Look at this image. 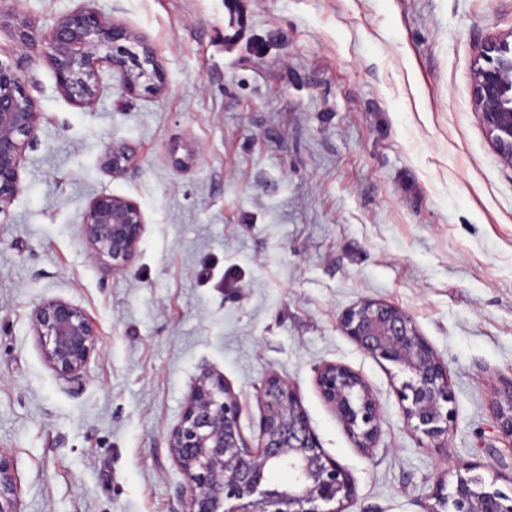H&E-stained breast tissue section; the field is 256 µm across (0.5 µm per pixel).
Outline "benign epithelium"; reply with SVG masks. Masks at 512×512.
I'll return each instance as SVG.
<instances>
[{
	"instance_id": "1",
	"label": "benign epithelium",
	"mask_w": 512,
	"mask_h": 512,
	"mask_svg": "<svg viewBox=\"0 0 512 512\" xmlns=\"http://www.w3.org/2000/svg\"><path fill=\"white\" fill-rule=\"evenodd\" d=\"M14 38L22 52L34 46L27 23ZM131 33L93 9L80 8L63 16L44 40L43 55L59 91L71 102L91 106L103 66L120 73L133 93L157 77L152 49L129 51ZM485 64L476 68L473 99L482 125L498 153L512 164V43L486 42ZM42 113L22 87L17 69L0 61V210L21 189L22 155L36 138ZM129 154L112 149L106 165L124 170ZM144 218L140 207L114 194L95 197L84 217V233L93 255L121 271L135 253ZM32 327L47 365L63 379H77L95 349L97 330L91 317L63 299H48L32 312ZM345 335L367 353L399 366L409 375L401 400L407 424L445 447L452 410L448 408V366L421 336L403 309L367 301L346 310L340 320ZM317 385L355 445L374 447L380 408L359 375L342 364H327L317 373ZM261 444L254 449L239 426L237 397L224 378L209 371L194 384L188 404L169 436V448L188 476L187 512H342L351 500L349 475L327 456L311 429L294 388L279 376H269L261 390ZM500 430L512 438V384L496 413ZM286 470L288 483L269 486L270 474ZM427 512H512V494L486 483L472 465L460 462L456 481L447 494H435ZM339 507L327 508L329 504ZM0 512H20L11 464L0 456Z\"/></svg>"
}]
</instances>
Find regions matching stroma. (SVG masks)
Instances as JSON below:
<instances>
[{
    "mask_svg": "<svg viewBox=\"0 0 512 512\" xmlns=\"http://www.w3.org/2000/svg\"><path fill=\"white\" fill-rule=\"evenodd\" d=\"M78 8L150 44L161 83L130 93L106 67L80 107L40 54L20 71L43 114L0 213V454L22 512H187L168 435L206 370L254 447L266 378L297 390L352 479L343 512H427L459 460L511 491L493 406L512 382V164L472 88L512 0H0V61L19 55L13 19L45 36ZM113 146L130 154L118 177ZM103 192L144 217L117 273L83 233ZM52 298L97 327L74 381L32 329ZM367 300L405 310L447 364V447L407 425L406 373L341 331ZM327 363L377 398L373 450L322 397Z\"/></svg>",
    "mask_w": 512,
    "mask_h": 512,
    "instance_id": "35a3bbf8",
    "label": "stroma"
}]
</instances>
